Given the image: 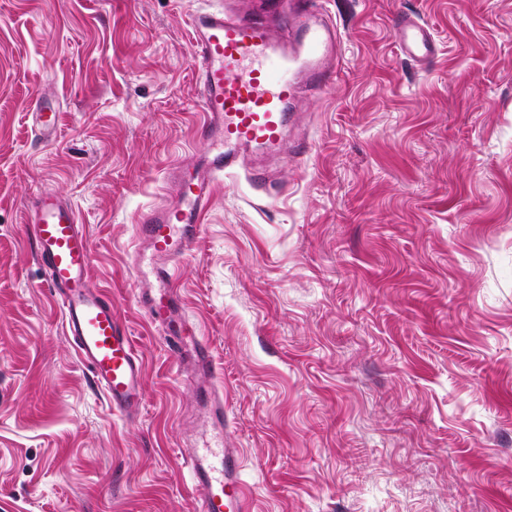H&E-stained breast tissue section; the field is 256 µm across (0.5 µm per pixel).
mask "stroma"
<instances>
[{"mask_svg": "<svg viewBox=\"0 0 512 512\" xmlns=\"http://www.w3.org/2000/svg\"><path fill=\"white\" fill-rule=\"evenodd\" d=\"M259 0H0V512H196L179 451L240 449L251 512H512V0H317L341 75L298 154L218 182L179 295L228 425L134 297L141 211L205 160L188 17ZM437 42L418 63L396 20ZM57 140L32 133L36 102ZM50 190L143 363L110 408L25 226ZM36 121L39 127L40 140L46 143L55 142L58 129V112L56 109L43 107L36 112Z\"/></svg>", "mask_w": 512, "mask_h": 512, "instance_id": "1", "label": "stroma"}]
</instances>
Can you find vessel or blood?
I'll use <instances>...</instances> for the list:
<instances>
[{
    "mask_svg": "<svg viewBox=\"0 0 512 512\" xmlns=\"http://www.w3.org/2000/svg\"><path fill=\"white\" fill-rule=\"evenodd\" d=\"M189 26L204 116L200 131L212 150L203 164L173 167L162 198L140 216L136 242L157 265L153 282L140 284L138 294L150 322L165 328L170 345L178 351L190 347L193 371L206 383L211 419L220 428L224 395L212 382L215 368L208 344L188 333L176 268L193 251L201 217L221 176L235 171L246 157L299 150V143L285 139L288 116L304 90L326 88L337 74L341 34L332 21L316 17L315 0L285 5L271 0L259 16L204 10L191 17ZM396 36L409 57L425 60L435 52L432 34L420 19H402ZM36 121L42 141L53 142L57 110L41 108ZM28 233L76 353L112 410L135 413L142 404L141 360L111 296L89 286V235L75 208L54 193H42L31 206ZM182 457L191 469L197 512H250L239 449L200 455L186 451Z\"/></svg>",
    "mask_w": 512,
    "mask_h": 512,
    "instance_id": "vessel-or-blood-1",
    "label": "vessel or blood"
}]
</instances>
